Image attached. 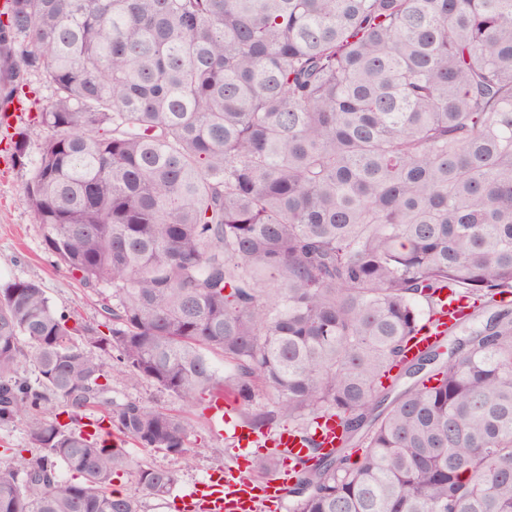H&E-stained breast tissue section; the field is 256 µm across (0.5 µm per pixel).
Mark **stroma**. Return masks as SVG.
Segmentation results:
<instances>
[{
  "label": "stroma",
  "mask_w": 512,
  "mask_h": 512,
  "mask_svg": "<svg viewBox=\"0 0 512 512\" xmlns=\"http://www.w3.org/2000/svg\"><path fill=\"white\" fill-rule=\"evenodd\" d=\"M24 91L23 109L18 118L10 128L0 127V280L37 282L55 310L79 322L98 325L103 321L101 295L82 288L56 263L44 246L40 225L35 223L24 202L25 186L48 135L36 118L50 98L51 90L38 76L31 75ZM19 131L27 132L28 138L26 156L17 163L11 158V148ZM112 395L179 415L186 422L190 454L186 460L141 447L130 439L122 443L137 461L174 470L175 494L188 493L211 473L237 466L254 456L253 451L238 448L230 435L215 430L202 406L184 404L150 381L133 383L122 374H113Z\"/></svg>",
  "instance_id": "stroma-1"
}]
</instances>
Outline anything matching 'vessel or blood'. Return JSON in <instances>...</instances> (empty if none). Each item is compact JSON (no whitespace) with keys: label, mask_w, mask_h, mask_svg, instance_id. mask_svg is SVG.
<instances>
[{"label":"vessel or blood","mask_w":512,"mask_h":512,"mask_svg":"<svg viewBox=\"0 0 512 512\" xmlns=\"http://www.w3.org/2000/svg\"><path fill=\"white\" fill-rule=\"evenodd\" d=\"M457 319L458 315L454 312L441 315L438 326L424 328L413 336L407 345L408 356H418L433 346ZM314 437L324 452L335 451L339 444L335 420H321L314 431ZM270 444L292 462L306 458L309 453L301 435L290 429L276 433ZM289 479V472L279 471L256 482L230 469L222 474L210 475L198 483L193 491L179 496L178 507L180 512H258L267 503L281 499Z\"/></svg>","instance_id":"obj_1"}]
</instances>
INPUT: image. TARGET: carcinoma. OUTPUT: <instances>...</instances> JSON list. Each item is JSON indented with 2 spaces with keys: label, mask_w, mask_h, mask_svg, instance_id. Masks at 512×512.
Returning <instances> with one entry per match:
<instances>
[{
  "label": "carcinoma",
  "mask_w": 512,
  "mask_h": 512,
  "mask_svg": "<svg viewBox=\"0 0 512 512\" xmlns=\"http://www.w3.org/2000/svg\"><path fill=\"white\" fill-rule=\"evenodd\" d=\"M0 66L3 109L27 74L52 91L24 192L45 248L112 289L105 335L0 281V424L27 427L0 512H142L112 490L132 470L170 497L100 433L185 459L187 428L114 370L186 404L264 388L250 424L309 444L289 512H512V309L406 359L439 289L512 294V0H10ZM314 437L321 444L325 453L335 451L340 441V435L336 428V419L321 420L319 426L314 431Z\"/></svg>",
  "instance_id": "obj_1"
}]
</instances>
